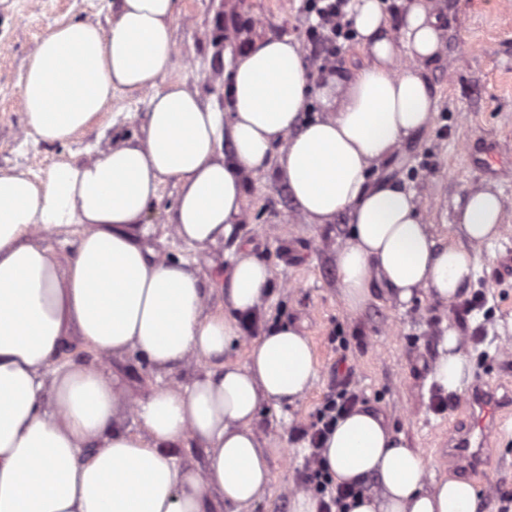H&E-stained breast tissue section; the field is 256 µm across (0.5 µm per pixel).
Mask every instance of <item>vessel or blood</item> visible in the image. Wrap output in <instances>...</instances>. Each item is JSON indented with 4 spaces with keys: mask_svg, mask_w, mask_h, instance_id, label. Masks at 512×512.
<instances>
[{
    "mask_svg": "<svg viewBox=\"0 0 512 512\" xmlns=\"http://www.w3.org/2000/svg\"><path fill=\"white\" fill-rule=\"evenodd\" d=\"M463 403L470 409V424L458 431L450 452L468 471L484 475L491 463L486 453L487 443L504 422V405L478 385L467 393Z\"/></svg>",
    "mask_w": 512,
    "mask_h": 512,
    "instance_id": "vessel-or-blood-1",
    "label": "vessel or blood"
}]
</instances>
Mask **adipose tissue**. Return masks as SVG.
Returning <instances> with one entry per match:
<instances>
[{
	"label": "adipose tissue",
	"instance_id": "adipose-tissue-1",
	"mask_svg": "<svg viewBox=\"0 0 512 512\" xmlns=\"http://www.w3.org/2000/svg\"><path fill=\"white\" fill-rule=\"evenodd\" d=\"M175 11L176 0H120L108 26H51L20 75L32 135L49 144L89 129L114 91L151 98L141 138L93 161L57 163L36 180L0 170V512H207L211 497L241 508L270 487L269 450L252 423L262 406L309 390L311 343L294 326H269L244 364L225 362L272 271L239 256L223 312H207L212 290L198 272L143 242L144 214L164 180L178 185L175 235L214 245L243 217L246 175L276 158V178L308 223L350 218L336 269L352 312L375 280L402 302L420 289L456 298L477 266L473 245L501 233L499 197L476 190L457 213L467 245H437L412 193L369 180L370 168L434 112L424 72L443 40L427 0L407 4L397 35L382 0H351L348 18L368 63L317 89L297 45L248 42L230 59L220 109L160 83L175 54ZM313 94L327 114L307 121ZM71 225L82 231L62 267L43 237ZM72 338L100 363L61 358ZM459 341L456 330L444 334L429 374L449 393L470 380ZM124 353L158 371L197 361L208 368L187 385L134 397L103 363ZM186 440L208 449L205 469L173 455ZM322 457L336 483L380 487L348 512H478L468 481L426 480L420 453L368 408L339 419Z\"/></svg>",
	"mask_w": 512,
	"mask_h": 512
}]
</instances>
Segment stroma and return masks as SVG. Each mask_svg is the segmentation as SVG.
<instances>
[{
  "instance_id": "1",
  "label": "stroma",
  "mask_w": 512,
  "mask_h": 512,
  "mask_svg": "<svg viewBox=\"0 0 512 512\" xmlns=\"http://www.w3.org/2000/svg\"><path fill=\"white\" fill-rule=\"evenodd\" d=\"M119 0H0V170L38 179L52 165L87 162L123 140L140 135L149 93L114 92L112 105L87 131L69 143L47 144L30 136L29 117L19 91L27 58L44 32L62 21L114 20ZM172 23L176 53L168 79L183 81L206 104H223L232 29L251 37L288 38L302 43L301 0H177ZM443 27L444 46L426 66L435 101L430 123L407 137L391 162L374 168L376 180L414 192L423 223L438 244L462 241L456 208L474 190H488L502 202L501 237L477 247L475 279L459 298L445 302L418 291L398 302L380 284L356 313L341 298L336 251L349 235L348 215L332 224H310L272 170L246 180L245 217L232 235L198 249L171 229L177 189L164 182L148 207L147 242L160 257L180 259L206 281L223 282L241 249L267 263L270 288L257 312L263 325L290 324L309 337L317 364L311 389L294 403L262 407L257 433L272 449V491L244 512H290L289 495L302 490L309 443L298 435L315 421L336 370L351 371L361 404L382 414L395 434L423 456L428 473L458 475L444 446L467 419L461 396L447 394L435 409L428 377L447 328L461 336L472 365V382L512 385V0H430ZM436 170L425 172L424 162ZM488 310L462 317L460 308L475 292ZM347 338L345 351L333 333ZM109 366L132 394L189 383L202 364L155 371L136 355L111 357ZM493 460L487 477L470 476L480 499L478 512H505L512 497V420L491 439Z\"/></svg>"
}]
</instances>
